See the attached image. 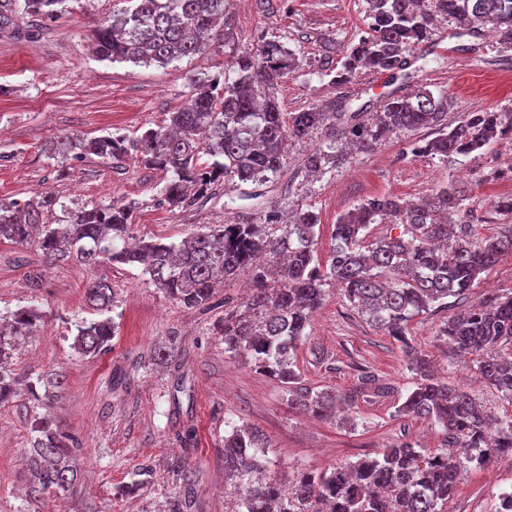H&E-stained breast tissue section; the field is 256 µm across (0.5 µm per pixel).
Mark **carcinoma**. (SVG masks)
Returning a JSON list of instances; mask_svg holds the SVG:
<instances>
[{"label":"carcinoma","instance_id":"cac0c4a2","mask_svg":"<svg viewBox=\"0 0 512 512\" xmlns=\"http://www.w3.org/2000/svg\"><path fill=\"white\" fill-rule=\"evenodd\" d=\"M68 0H0V30L23 12L57 18ZM94 32V50L102 60L167 66L197 54L205 37L224 18V0H124ZM369 33L349 46L340 76L357 71L396 74L409 67L416 47L432 37L435 20L451 19L463 33L481 36L492 24L498 45L512 51V0H367ZM297 69V59L278 39L262 41L252 55L241 56L217 75L190 77V103L169 113L167 125L137 138L102 135L66 138L62 150L104 159L135 158L169 175L160 204L183 211L199 208L225 181H264L282 170L291 140H302L332 124L334 135L306 156L311 173L337 168L347 159L344 140L356 150H369L395 134L422 128L435 137L412 144L415 156L448 157L486 152L499 140L512 138V113L466 112L448 123V95L425 87L393 95L373 113L336 111V106L303 112L280 111L275 90ZM203 155L210 162L202 163ZM464 191L453 181L422 203L396 196L366 199L335 224L330 263L321 268L315 257L318 215L297 212L288 224H205L176 244L161 238L129 243L136 203L95 204L67 213L66 223L51 221L59 199L51 192L24 201L0 200V242L36 248L48 262L69 260L85 265L108 262L136 265L168 298L188 307H212L215 288L247 271L251 294L224 313L217 330L224 353L240 358L285 386L288 407L327 417L336 399L327 391L302 384L295 369L296 350L309 336L313 314L328 296L327 282L367 323L402 343L413 387L398 406L400 416L430 421L441 429L439 449L427 452L403 441L377 457L338 463L324 471H302L285 490L266 475L265 450L270 440L257 427L226 421L224 489L237 493L231 512H441L470 464L481 467L512 454V418L496 417L475 395L439 380L425 354L407 339L408 321L433 306L445 305L473 287L502 256L512 254V228L483 235L471 224H456L452 215L465 209ZM372 224L403 226L397 236L365 242ZM86 301L99 314L114 307L112 286L98 280L88 285ZM44 323L38 306L0 315V405L26 392L32 402L36 436L27 467L34 493L51 490L71 494L78 481L72 460L80 443L49 413L42 411L61 388L58 377L21 384L7 369L15 340L31 336ZM73 346L96 356L109 347L115 332L111 317L76 326ZM439 333L456 356H476L475 372L488 387L512 403V356L493 355L512 345V289L493 293L457 311ZM357 382L346 401L376 403L394 388L367 367H357ZM44 386V392L37 385ZM172 488L165 512H199V473L189 462L171 466Z\"/></svg>","mask_w":512,"mask_h":512}]
</instances>
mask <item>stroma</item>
<instances>
[{
  "mask_svg": "<svg viewBox=\"0 0 512 512\" xmlns=\"http://www.w3.org/2000/svg\"><path fill=\"white\" fill-rule=\"evenodd\" d=\"M120 0H69L68 11L32 26L19 15L15 32H0V199L25 200L49 191L66 212L112 201L137 204L132 229L139 238L180 242L201 224H264L297 209L319 217L315 255L327 262L332 232L341 214L365 199L393 195L417 200L448 181L464 190L468 208L461 221L494 234L512 225V215L493 204L512 196V139L483 154L439 157L408 154L411 141L429 137L420 129L391 138L342 166L313 178L303 167L322 133L292 142L278 177L258 184H224L203 207L181 211L160 205L163 172L135 160L115 166L95 156L76 157L58 149L70 136L107 133L137 136L164 126L170 112L190 96L189 77L223 71L233 58L253 54L266 39H277L301 61L298 73L276 89L281 111L299 112L333 102L348 110L379 106L392 93L425 86L446 91L449 121L465 112H512V59L497 56L495 38L457 36L453 23L439 25L407 78L373 73L339 81L345 52L367 30L366 0H228L224 20L230 41L209 42L199 54L165 67L101 61L91 49L95 25L110 18ZM108 281L115 293L111 316L115 335L106 352L82 356L72 347L75 326L98 319L85 290ZM248 274L227 282L211 311L185 308L158 291L139 268L109 263H42L34 248L0 244V315L39 306L45 324L15 344L10 365L18 377L34 380L56 373L63 390L51 413L78 439L81 472L69 496L26 489L22 468L31 440V405L20 398L0 407V512H161L172 482L174 458L199 472L200 512H224V422H247L271 441L268 474L291 484L298 471H321L341 462L374 456L401 440L436 448L433 425L396 414L412 374L399 342L367 324L338 290H330L315 313L310 334L296 352L305 384L339 394L354 383V364L373 368L396 393L359 404L353 419H323L289 408L284 386L224 353L215 327L225 298L241 297ZM512 289V255L475 281L447 307L411 319L410 343L435 363L450 385L468 387L490 411L511 415L512 405L475 380L471 359L449 355L440 324L461 305L480 300L490 287ZM181 345L165 364L155 350L170 333ZM139 480L130 493L127 483ZM512 488V455L488 467L469 466L444 512H492L495 496Z\"/></svg>",
  "mask_w": 512,
  "mask_h": 512,
  "instance_id": "stroma-1",
  "label": "stroma"
}]
</instances>
